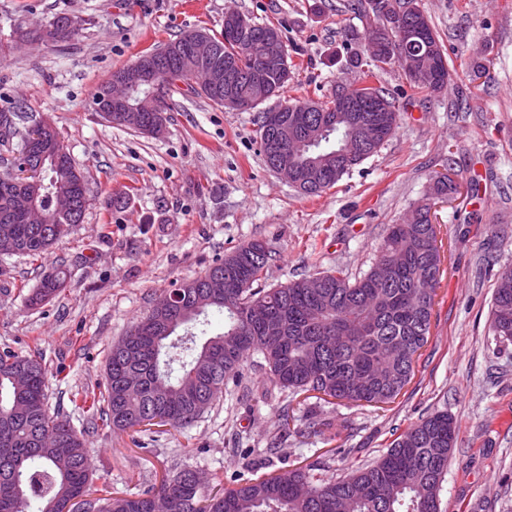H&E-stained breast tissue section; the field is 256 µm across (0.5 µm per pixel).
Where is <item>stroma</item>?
I'll return each mask as SVG.
<instances>
[{"label": "stroma", "mask_w": 512, "mask_h": 512, "mask_svg": "<svg viewBox=\"0 0 512 512\" xmlns=\"http://www.w3.org/2000/svg\"><path fill=\"white\" fill-rule=\"evenodd\" d=\"M344 0H0V109L49 118L88 179L83 223L43 259L0 254V350L41 354L49 403L82 431L94 499L159 485L191 468L232 487L264 473L325 460L334 473L370 461L436 410L458 436L440 493L442 512L492 504L512 512V342L489 329L497 274L512 267V0H418L448 58L438 93L412 91L396 65L373 83L395 96L401 119L380 151L322 196L299 194L264 163L254 113L213 105L187 89L167 99L165 129L150 137L94 112L111 74L175 35L221 34L224 13L280 24L292 59L284 99L322 100L357 80L348 36L365 22ZM60 17L86 24L51 45L16 33ZM485 65L472 77L474 62ZM457 192L435 210L441 281L430 336L401 394L381 407L315 403L329 429L310 432L302 399L274 387L261 354L192 426L117 431L80 410L73 395L105 383L113 343L173 283L198 277L232 248L265 241L263 287L344 268L363 276L389 225L427 193L438 174ZM70 277L51 301L28 297L56 267ZM295 420L284 423V412ZM280 435L282 450L266 447Z\"/></svg>", "instance_id": "obj_1"}]
</instances>
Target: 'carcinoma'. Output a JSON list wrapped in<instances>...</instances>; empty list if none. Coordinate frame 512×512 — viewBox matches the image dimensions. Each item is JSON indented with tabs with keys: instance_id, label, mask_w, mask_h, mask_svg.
<instances>
[{
	"instance_id": "obj_1",
	"label": "carcinoma",
	"mask_w": 512,
	"mask_h": 512,
	"mask_svg": "<svg viewBox=\"0 0 512 512\" xmlns=\"http://www.w3.org/2000/svg\"><path fill=\"white\" fill-rule=\"evenodd\" d=\"M365 19L366 44L377 50L369 63L356 54L350 64L367 65L358 79L362 94L382 99L393 111L358 113V130L350 113L330 111L331 96L319 102L321 111L305 113L307 128L319 141L304 146L300 163L336 153L332 163L301 175L310 184L302 190L308 197L334 187L377 153L398 127L397 100L369 83L375 71L397 59L406 66L425 54L447 60L430 22H425L429 38L423 41L400 38L378 16L367 13ZM68 22L62 17L21 31L17 38L57 45L75 34L70 30L55 37L54 29ZM196 33L207 37L218 57L236 59L244 71L256 62L263 35L283 39L273 24H253L250 40L242 42L202 29ZM176 61L184 73L159 71L158 82L169 91L182 83L191 93L224 106V97L190 84L206 76L204 66L189 56ZM289 80V69L271 73L269 98L281 96ZM26 119L20 109L0 111V127L9 129V136L0 138V166L7 168L26 153ZM455 192L448 181L434 182L431 196L413 207L414 219L388 228L378 261H391L396 270L385 287L371 271L353 279L338 268L321 273L323 288L315 294L306 288L305 277L278 288H259L272 257L269 246L255 239L235 247L224 260L180 284L185 296L179 310L164 315L150 310L112 345L104 393L87 389L80 405L104 403L100 419L114 430L134 429L157 416L184 429L215 405L254 351L262 354L271 381L282 391H313L367 405L391 402L410 382L415 357L430 335L441 264L437 230L427 219L431 201ZM88 206L85 177L65 153L56 162L45 161L33 191L7 200L0 195V225L12 227L17 254L40 258L83 221ZM66 282L67 271L56 269L41 280L29 302L51 300ZM210 310L224 315V328L199 345L189 328ZM180 329L186 334L177 335ZM490 330L512 341L511 267L498 273ZM19 372L30 374L25 388L15 384ZM456 439L448 412L436 411L399 434L381 458L353 465L340 477L325 473L327 459L215 491L197 486L195 471L181 468L157 488L108 498L102 505L90 500L88 512H153L157 494L171 501L172 512H337L343 499L352 512H441L440 492ZM91 475L82 433L50 410L41 355L0 352V512H66L71 498L88 488Z\"/></svg>"
}]
</instances>
